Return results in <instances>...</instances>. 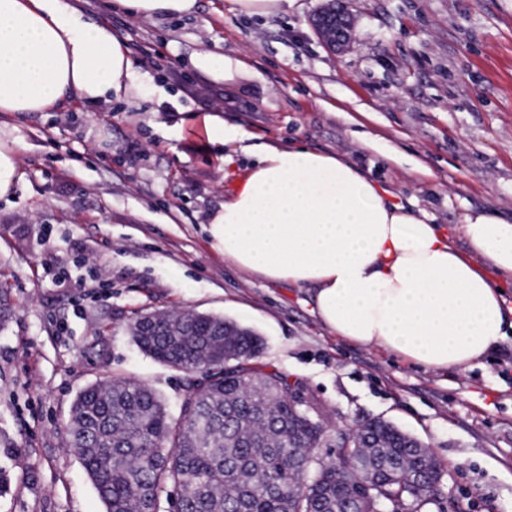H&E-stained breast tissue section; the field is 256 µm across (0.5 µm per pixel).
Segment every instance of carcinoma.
<instances>
[{
	"mask_svg": "<svg viewBox=\"0 0 512 512\" xmlns=\"http://www.w3.org/2000/svg\"><path fill=\"white\" fill-rule=\"evenodd\" d=\"M141 319L151 335L134 337L138 347L188 378L176 417L123 377L75 397L71 445L105 512H163L170 487L181 512H383L411 493L428 504L440 465L418 474L421 442L390 423L362 424L360 447L340 441L335 461H322L323 434L295 411L288 377L254 363L253 331L208 314Z\"/></svg>",
	"mask_w": 512,
	"mask_h": 512,
	"instance_id": "1",
	"label": "carcinoma"
}]
</instances>
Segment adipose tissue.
I'll return each mask as SVG.
<instances>
[{
	"instance_id": "ef3b65f1",
	"label": "adipose tissue",
	"mask_w": 512,
	"mask_h": 512,
	"mask_svg": "<svg viewBox=\"0 0 512 512\" xmlns=\"http://www.w3.org/2000/svg\"><path fill=\"white\" fill-rule=\"evenodd\" d=\"M112 7L174 17L194 13L197 0ZM132 70L124 40L68 0H0V114L132 98ZM25 149L0 127V199L19 180ZM460 231L465 253L348 159L303 146L257 152L204 226L241 271L310 288L329 332L434 373L480 365L506 334L512 223L473 212Z\"/></svg>"
}]
</instances>
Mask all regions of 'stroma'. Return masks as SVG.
I'll return each mask as SVG.
<instances>
[{"label":"stroma","mask_w":512,"mask_h":512,"mask_svg":"<svg viewBox=\"0 0 512 512\" xmlns=\"http://www.w3.org/2000/svg\"><path fill=\"white\" fill-rule=\"evenodd\" d=\"M130 46L138 98L87 111L6 113L27 148L0 200V512H105L67 426L75 395L113 376L156 389L178 413L184 371L134 343L141 314L194 311L262 340L257 363L298 383L318 453L382 419L442 466L425 512H512V336L482 366L426 372L321 325L309 289L250 277L202 232L224 201V165L183 130L220 112L250 146L297 144L349 157L414 213L455 232L465 213L512 221V0H347L355 39L340 53L310 19L324 0L256 18L230 0L146 20L111 0H71ZM220 47L248 74L212 81L189 65Z\"/></svg>","instance_id":"obj_1"}]
</instances>
